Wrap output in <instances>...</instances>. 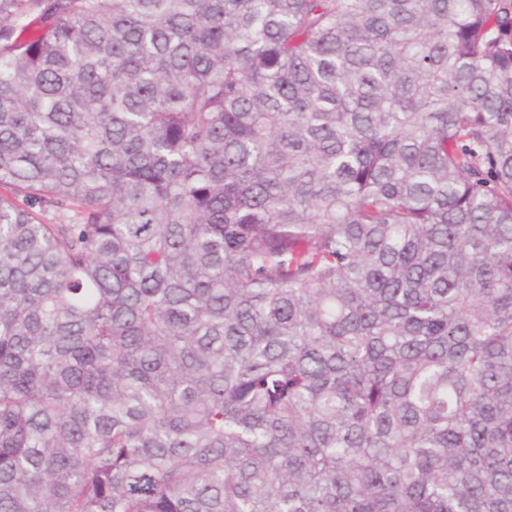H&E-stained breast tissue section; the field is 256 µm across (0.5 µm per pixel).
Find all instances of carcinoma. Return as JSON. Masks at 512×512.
<instances>
[{
  "label": "carcinoma",
  "instance_id": "1",
  "mask_svg": "<svg viewBox=\"0 0 512 512\" xmlns=\"http://www.w3.org/2000/svg\"><path fill=\"white\" fill-rule=\"evenodd\" d=\"M0 512H512V0H0Z\"/></svg>",
  "mask_w": 512,
  "mask_h": 512
}]
</instances>
